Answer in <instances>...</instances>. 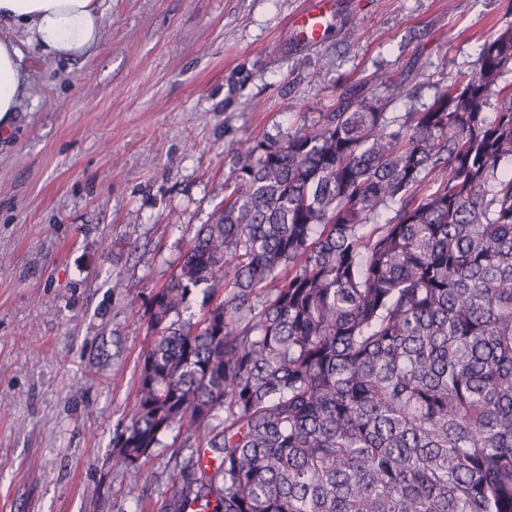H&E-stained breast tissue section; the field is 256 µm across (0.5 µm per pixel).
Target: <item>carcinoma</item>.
Segmentation results:
<instances>
[{
  "instance_id": "1",
  "label": "carcinoma",
  "mask_w": 512,
  "mask_h": 512,
  "mask_svg": "<svg viewBox=\"0 0 512 512\" xmlns=\"http://www.w3.org/2000/svg\"><path fill=\"white\" fill-rule=\"evenodd\" d=\"M510 72L511 23L422 112L376 74L237 153L113 442L195 449L152 512H512Z\"/></svg>"
}]
</instances>
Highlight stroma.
I'll return each mask as SVG.
<instances>
[{"label": "stroma", "instance_id": "obj_1", "mask_svg": "<svg viewBox=\"0 0 512 512\" xmlns=\"http://www.w3.org/2000/svg\"><path fill=\"white\" fill-rule=\"evenodd\" d=\"M307 0H103L94 50L26 52L23 111L0 127V512H146L189 454L166 433L115 467L146 302L222 207L236 150L330 111L381 73L423 109L476 67L512 0H334L317 43ZM312 2L294 19L295 27L305 33L307 43L318 42L327 32V12L330 0H311Z\"/></svg>", "mask_w": 512, "mask_h": 512}]
</instances>
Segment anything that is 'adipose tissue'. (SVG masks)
<instances>
[{"mask_svg": "<svg viewBox=\"0 0 512 512\" xmlns=\"http://www.w3.org/2000/svg\"><path fill=\"white\" fill-rule=\"evenodd\" d=\"M102 20L101 0H0V127L29 94L25 50L48 57L90 53Z\"/></svg>", "mask_w": 512, "mask_h": 512, "instance_id": "obj_1", "label": "adipose tissue"}]
</instances>
